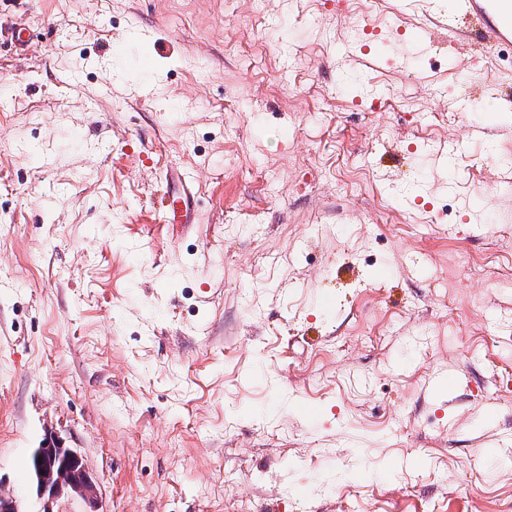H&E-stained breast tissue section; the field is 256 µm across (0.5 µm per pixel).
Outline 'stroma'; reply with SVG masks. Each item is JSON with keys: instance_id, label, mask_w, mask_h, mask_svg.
Masks as SVG:
<instances>
[{"instance_id": "1", "label": "stroma", "mask_w": 512, "mask_h": 512, "mask_svg": "<svg viewBox=\"0 0 512 512\" xmlns=\"http://www.w3.org/2000/svg\"><path fill=\"white\" fill-rule=\"evenodd\" d=\"M451 2L0 0L27 512L49 429L100 512H512V107L480 90L512 46L463 53ZM170 171L195 223L159 221Z\"/></svg>"}]
</instances>
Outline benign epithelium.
<instances>
[{"mask_svg":"<svg viewBox=\"0 0 512 512\" xmlns=\"http://www.w3.org/2000/svg\"><path fill=\"white\" fill-rule=\"evenodd\" d=\"M30 471L32 494L37 504L34 512H58L56 506L64 498H79L99 512L98 486L87 469L82 455L65 446L55 432L45 433L39 447L32 450Z\"/></svg>","mask_w":512,"mask_h":512,"instance_id":"7a95c632","label":"benign epithelium"}]
</instances>
